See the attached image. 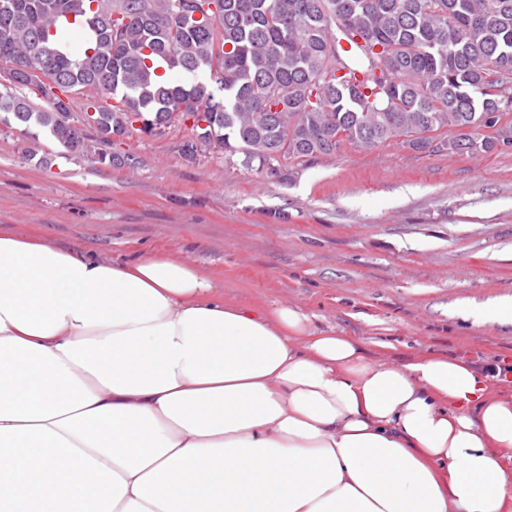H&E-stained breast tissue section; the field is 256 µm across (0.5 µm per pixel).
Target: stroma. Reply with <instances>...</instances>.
<instances>
[{
	"label": "stroma",
	"mask_w": 512,
	"mask_h": 512,
	"mask_svg": "<svg viewBox=\"0 0 512 512\" xmlns=\"http://www.w3.org/2000/svg\"><path fill=\"white\" fill-rule=\"evenodd\" d=\"M190 123L133 133L134 166L89 154L27 160L22 129L0 130V235L123 260H187L224 299L293 307L351 337L368 359L512 362V324L472 308L512 297V146L417 154L343 146L286 182L210 152L187 159Z\"/></svg>",
	"instance_id": "1"
}]
</instances>
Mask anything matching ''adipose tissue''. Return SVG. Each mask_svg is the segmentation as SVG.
<instances>
[{
    "instance_id": "1",
    "label": "adipose tissue",
    "mask_w": 512,
    "mask_h": 512,
    "mask_svg": "<svg viewBox=\"0 0 512 512\" xmlns=\"http://www.w3.org/2000/svg\"><path fill=\"white\" fill-rule=\"evenodd\" d=\"M185 261L0 236V512H512V398Z\"/></svg>"
}]
</instances>
